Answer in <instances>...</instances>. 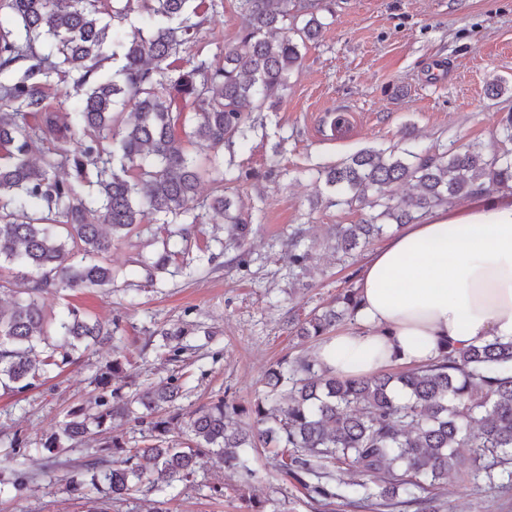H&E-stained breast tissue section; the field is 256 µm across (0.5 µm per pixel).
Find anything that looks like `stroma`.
Segmentation results:
<instances>
[{
  "label": "stroma",
  "mask_w": 512,
  "mask_h": 512,
  "mask_svg": "<svg viewBox=\"0 0 512 512\" xmlns=\"http://www.w3.org/2000/svg\"><path fill=\"white\" fill-rule=\"evenodd\" d=\"M320 37L303 49L289 79L287 98L263 113V125L230 156L239 181L229 190L254 224L245 264L225 249L218 224L192 228L185 251L168 269L147 279L144 264L158 250L164 231L142 225L115 244L109 262L116 288L41 294L46 312L64 303L104 322L120 324L123 354L135 383L160 384L173 366L161 355L157 332L194 325L191 354L182 372L189 403L226 395L253 400L265 374L284 356H313L316 340L290 335L288 313L308 314L356 283L359 264L344 263L317 248L301 267L288 261L282 242L294 229L322 239L335 224L357 223L355 210L326 206L316 167L341 162L365 148L393 144L435 151L449 143L496 146L501 114L512 112V0H334L321 12ZM241 26L234 0L211 16L188 55L213 56L234 42ZM503 82L508 91L492 96ZM280 174L265 178L270 165ZM109 348L80 353L59 375L23 393L0 390V455L20 434L29 447L59 430L72 409L95 395L92 379ZM259 471L257 494L289 512H311L300 489L268 470L263 451L252 454ZM469 460L449 472L440 494L456 512H512V492H477L460 481ZM203 490L184 491L173 512H242L237 497H210L207 487H234L237 476L200 469ZM0 512H87L64 483L39 479L31 491L0 498Z\"/></svg>",
  "instance_id": "1"
}]
</instances>
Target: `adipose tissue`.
Instances as JSON below:
<instances>
[{
  "label": "adipose tissue",
  "mask_w": 512,
  "mask_h": 512,
  "mask_svg": "<svg viewBox=\"0 0 512 512\" xmlns=\"http://www.w3.org/2000/svg\"><path fill=\"white\" fill-rule=\"evenodd\" d=\"M356 288L354 326L315 351L340 376L421 365L446 343L512 339V196L406 225L369 254Z\"/></svg>",
  "instance_id": "adipose-tissue-1"
}]
</instances>
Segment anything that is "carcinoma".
I'll list each match as a JSON object with an SVG mask.
<instances>
[{"label": "carcinoma", "mask_w": 512, "mask_h": 512, "mask_svg": "<svg viewBox=\"0 0 512 512\" xmlns=\"http://www.w3.org/2000/svg\"><path fill=\"white\" fill-rule=\"evenodd\" d=\"M104 0H0V267L30 270L3 280L15 300L0 306V387L22 393L75 362L80 347L112 340V359L94 376L99 395L68 414L60 432L32 450L14 434L12 464L0 468V496L20 492L36 477L34 454L59 459L69 442L105 438L97 455L61 463L71 491L92 504L121 505L137 493L157 495L143 512H170L165 496L203 489L196 473L208 462L238 475L235 492L247 512L267 501L242 495L260 478L250 452L262 448L283 480L297 485L314 512L336 501L353 512H441L438 492L458 459L472 461L463 482L480 490L512 486V341L485 340L444 349L432 362L398 373L343 378L314 358H285L266 372L265 389L247 403L225 396L193 409L179 404L186 388L170 375L130 393L112 381L124 376L119 325L73 306L48 316L40 294L112 288V241L143 224H178L148 276L178 255L189 227L213 213L230 225L243 249L252 217L225 194L238 180L224 168V148L248 140L252 112H273L287 95L302 49L323 28L302 0H234L242 23L236 40L213 58L184 60L208 14L224 0H124L112 9L122 22L134 11L143 25L126 34L102 22ZM72 80L76 104L55 112L54 81ZM193 131L180 137L183 108ZM501 147L453 143L440 152L392 145L367 148L318 170L327 204L363 212L356 224H336L327 240L342 262L393 227L417 224L430 211L490 190L512 191V113L500 121ZM72 149L59 153L53 143ZM214 194L199 199L200 179ZM418 193L398 198L394 184ZM313 244L300 229L288 235V259L305 262ZM353 287L334 304L288 323L296 335L319 338L354 320ZM166 357L190 347L184 332H165ZM140 426L144 447L119 427ZM363 476L357 484L344 473Z\"/></svg>", "instance_id": "cac0c4a2"}]
</instances>
